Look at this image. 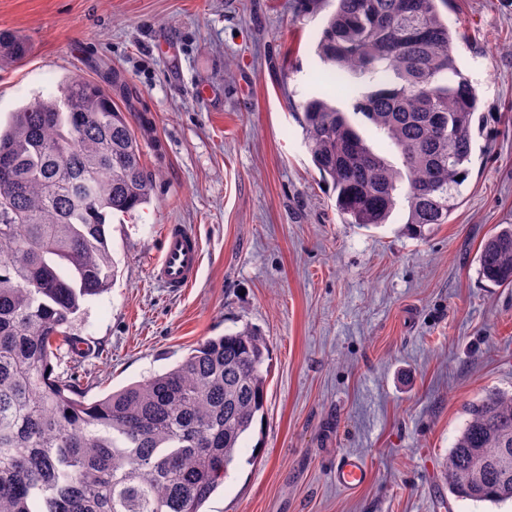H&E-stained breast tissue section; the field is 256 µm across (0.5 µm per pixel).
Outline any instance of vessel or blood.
I'll list each match as a JSON object with an SVG mask.
<instances>
[{"label": "vessel or blood", "instance_id": "b4317fda", "mask_svg": "<svg viewBox=\"0 0 512 512\" xmlns=\"http://www.w3.org/2000/svg\"><path fill=\"white\" fill-rule=\"evenodd\" d=\"M202 261L200 238L193 227L171 224L165 230L162 254L151 267L156 282L173 292L190 288L195 282ZM338 488L352 492L366 482L367 467L359 459L340 460L333 472Z\"/></svg>", "mask_w": 512, "mask_h": 512}]
</instances>
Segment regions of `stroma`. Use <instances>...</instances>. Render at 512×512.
Returning <instances> with one entry per match:
<instances>
[{
    "label": "stroma",
    "instance_id": "stroma-1",
    "mask_svg": "<svg viewBox=\"0 0 512 512\" xmlns=\"http://www.w3.org/2000/svg\"><path fill=\"white\" fill-rule=\"evenodd\" d=\"M332 0H0V31L27 55L0 66V122L65 79L123 83L149 204L111 219L117 277L75 333L93 350L95 400L249 326L269 342L264 424L242 441L205 512H512L451 495L442 464L465 406L512 392V286L480 271L512 224V0H448L457 57L490 119L473 132L458 208L415 236L342 223L295 115L320 92L315 53ZM195 227L191 288L156 283L166 225ZM345 457L367 483L336 487Z\"/></svg>",
    "mask_w": 512,
    "mask_h": 512
}]
</instances>
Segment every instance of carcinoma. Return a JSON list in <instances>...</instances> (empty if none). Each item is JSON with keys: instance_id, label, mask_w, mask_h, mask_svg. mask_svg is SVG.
<instances>
[{"instance_id": "cac0c4a2", "label": "carcinoma", "mask_w": 512, "mask_h": 512, "mask_svg": "<svg viewBox=\"0 0 512 512\" xmlns=\"http://www.w3.org/2000/svg\"><path fill=\"white\" fill-rule=\"evenodd\" d=\"M441 4L336 0L323 26L317 56L355 79L354 114L402 163L370 148L330 91L300 103L305 146L345 224L387 223L405 180V224L420 235L448 223L462 193L484 115ZM27 52L0 31V65ZM131 117L100 83L75 78L0 128V512H202L265 414L269 349L247 326L86 400L89 349L73 323L116 276L108 220L149 203L156 181ZM480 266L512 284V224L484 241ZM465 414L444 460L448 491L512 500V393L488 391Z\"/></svg>"}]
</instances>
